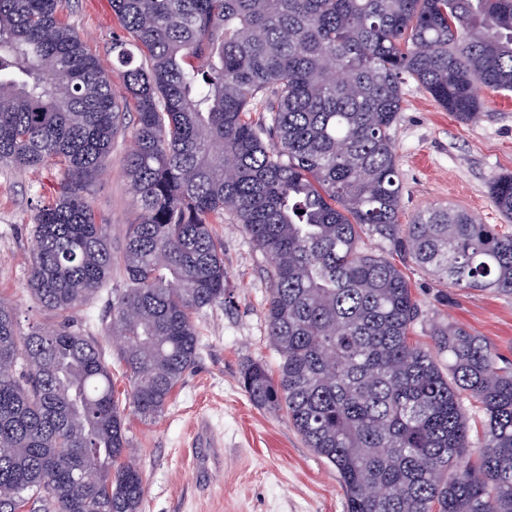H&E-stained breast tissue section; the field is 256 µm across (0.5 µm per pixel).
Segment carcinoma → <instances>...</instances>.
Returning <instances> with one entry per match:
<instances>
[{"mask_svg":"<svg viewBox=\"0 0 512 512\" xmlns=\"http://www.w3.org/2000/svg\"><path fill=\"white\" fill-rule=\"evenodd\" d=\"M64 5L0 0V163L63 169L27 276L59 321L23 332L0 298V512H140L112 369L73 319L117 261L85 190L129 101L141 217L108 329L131 412H162L196 359L198 315L229 299L215 228L228 215L273 260L278 369L247 362L241 384L336 468L346 512H512V367L450 325L435 333L441 368L411 341L403 272L361 247L377 237L451 287L512 294V234L451 207L400 223L390 135L410 81L461 122L481 114L480 90L512 91V0H111L110 70ZM488 193L511 220L512 174Z\"/></svg>","mask_w":512,"mask_h":512,"instance_id":"carcinoma-1","label":"carcinoma"}]
</instances>
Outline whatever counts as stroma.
<instances>
[{
    "label": "stroma",
    "instance_id": "1",
    "mask_svg": "<svg viewBox=\"0 0 512 512\" xmlns=\"http://www.w3.org/2000/svg\"><path fill=\"white\" fill-rule=\"evenodd\" d=\"M62 22L75 29L103 67L112 65L116 30L109 0H67ZM478 119L463 123L443 111L416 83L404 87L403 108L391 129L402 186L401 223L431 206L463 209L485 224L512 232L491 202V176L512 173V93L482 90ZM130 134L112 144L109 170L93 179L87 197L97 223L109 225L112 252L121 255L128 225L140 210L123 174ZM62 174L53 163L18 171L0 164V297L9 300L21 328L55 322L27 286L37 205L51 202ZM224 240L231 303L203 310L201 342L193 365L155 418H127L134 457L145 479L140 512H346L336 469L307 448L285 412L257 407L240 383L249 361L276 370L279 357L267 335L265 308L270 257L225 219ZM420 317L412 336L433 347L434 332L458 324L484 339L512 364V295L453 288L413 264H404ZM120 271L77 314L83 333L95 340L112 365V381L126 394L130 379L118 364V342L109 333L106 310Z\"/></svg>",
    "mask_w": 512,
    "mask_h": 512
}]
</instances>
